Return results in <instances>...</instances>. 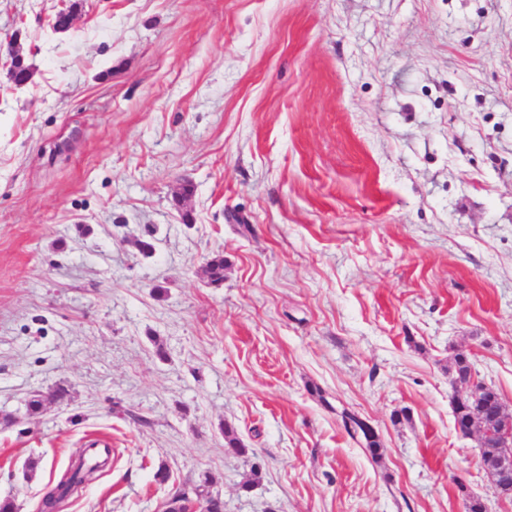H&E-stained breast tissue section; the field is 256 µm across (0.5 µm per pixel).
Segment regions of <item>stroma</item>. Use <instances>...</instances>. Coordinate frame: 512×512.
<instances>
[{"label":"stroma","mask_w":512,"mask_h":512,"mask_svg":"<svg viewBox=\"0 0 512 512\" xmlns=\"http://www.w3.org/2000/svg\"><path fill=\"white\" fill-rule=\"evenodd\" d=\"M79 3L0 0V499L97 436L59 512H512L448 371L512 415V0ZM70 391L64 384H56L50 387L47 392L35 393L27 403L29 414H37L44 409L46 403L61 404L69 401ZM342 423L348 436L361 443L373 459L380 456V443L370 425L357 414L344 411ZM210 483L209 476L205 475L198 483L193 485L190 493L204 502L206 509L204 512H224V502L211 496L209 492Z\"/></svg>","instance_id":"stroma-1"}]
</instances>
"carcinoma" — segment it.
<instances>
[{"instance_id": "carcinoma-1", "label": "carcinoma", "mask_w": 512, "mask_h": 512, "mask_svg": "<svg viewBox=\"0 0 512 512\" xmlns=\"http://www.w3.org/2000/svg\"><path fill=\"white\" fill-rule=\"evenodd\" d=\"M206 275L212 286L218 288L224 284V255L218 253L207 261ZM450 370L455 374L454 381L460 384L474 379L473 363L464 352H458L453 356ZM482 389L481 406L476 407L465 402L458 406H452V412L454 424L464 431V435L468 436L474 431L478 433L482 468L487 469L496 466V452L492 444L495 434L507 425L509 416L500 412L502 400L499 394L485 384L482 385ZM69 399L68 387L56 384L45 393H35L28 400L27 411L37 414L44 409L47 403L61 404ZM342 423L348 436L361 443L372 458L376 459L380 456V443L365 420L354 413L345 411L342 413ZM222 431L227 438L228 448L234 454L239 456L248 454L249 449L236 436L235 430L231 426L223 427ZM96 471L97 467L87 464L84 469L72 472L67 483L61 488L60 498L63 499L70 495L89 480ZM209 486L210 478L206 475L193 485L190 493L204 502L206 512H224V502L211 496Z\"/></svg>"}]
</instances>
